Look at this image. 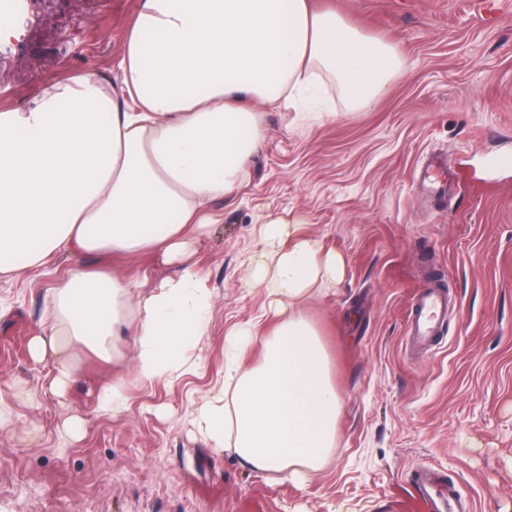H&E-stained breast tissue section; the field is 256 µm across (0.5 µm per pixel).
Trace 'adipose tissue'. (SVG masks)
Returning a JSON list of instances; mask_svg holds the SVG:
<instances>
[{
	"label": "adipose tissue",
	"instance_id": "ef3b65f1",
	"mask_svg": "<svg viewBox=\"0 0 512 512\" xmlns=\"http://www.w3.org/2000/svg\"><path fill=\"white\" fill-rule=\"evenodd\" d=\"M405 66L399 49L313 0H140L119 63L120 86L73 75L35 105L0 113V273L47 266L78 250L182 263L150 294L114 272L80 270L52 299L54 320L30 341L42 362L82 347L106 361L128 337L141 381H178L198 364L212 295L184 258L210 225L211 201L234 195L265 139L263 109L295 105L319 83L345 108L376 106ZM268 216V248L245 272L267 285L274 326L238 331L224 375L195 424L255 471L318 472L336 446L340 397L304 305L335 287L344 259ZM259 345L260 359L243 354ZM61 362L51 388L75 382Z\"/></svg>",
	"mask_w": 512,
	"mask_h": 512
}]
</instances>
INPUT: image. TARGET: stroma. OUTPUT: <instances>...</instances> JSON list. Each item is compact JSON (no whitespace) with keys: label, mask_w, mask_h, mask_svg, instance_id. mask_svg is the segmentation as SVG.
I'll return each mask as SVG.
<instances>
[{"label":"stroma","mask_w":512,"mask_h":512,"mask_svg":"<svg viewBox=\"0 0 512 512\" xmlns=\"http://www.w3.org/2000/svg\"><path fill=\"white\" fill-rule=\"evenodd\" d=\"M0 10V112L32 107L58 80L87 74L119 84V60L139 0H22ZM370 35L397 43L406 67L373 109L346 111L330 91L323 113L264 109L267 138L236 195L211 202L224 221L188 262L212 293L198 368L176 385L141 383L134 354L73 349L77 381L51 390L55 360L38 363L31 336L46 301L85 267L105 266L148 293L179 265L159 256L75 251L26 274H0V512H386L422 464L445 471L473 512H512V0H314ZM445 152V195L420 192L419 161ZM300 216L301 234L344 259L334 288L305 311L332 359L341 396L336 447L304 481L243 466L193 423L224 374L234 327L270 322L265 287L244 274L264 248L261 223ZM456 299L441 338L405 346L415 292ZM126 385L128 412L99 407ZM81 438L65 436L71 415Z\"/></svg>","instance_id":"obj_1"}]
</instances>
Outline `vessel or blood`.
I'll use <instances>...</instances> for the list:
<instances>
[{
    "instance_id": "1",
    "label": "vessel or blood",
    "mask_w": 512,
    "mask_h": 512,
    "mask_svg": "<svg viewBox=\"0 0 512 512\" xmlns=\"http://www.w3.org/2000/svg\"><path fill=\"white\" fill-rule=\"evenodd\" d=\"M453 175L447 160L433 159L418 168L416 177L421 185L432 192L444 191ZM448 315V296L435 287L422 288L412 302V314L406 334L418 348H427ZM403 499L389 505V512H466L467 506L437 470L421 466L416 468L404 488Z\"/></svg>"
}]
</instances>
